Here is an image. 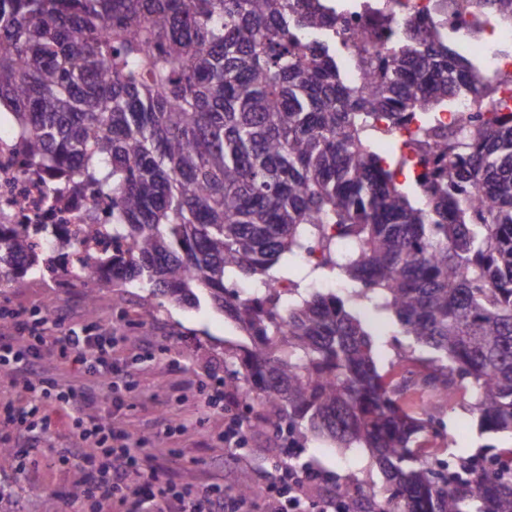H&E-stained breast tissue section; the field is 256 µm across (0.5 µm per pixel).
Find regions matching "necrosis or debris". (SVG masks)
Returning <instances> with one entry per match:
<instances>
[{
    "mask_svg": "<svg viewBox=\"0 0 512 512\" xmlns=\"http://www.w3.org/2000/svg\"><path fill=\"white\" fill-rule=\"evenodd\" d=\"M345 15L352 39L337 44L346 77L359 75L357 46L365 44L370 52L382 50L380 38L386 25L424 16L442 19L443 34L461 56L478 61L496 82L498 111L512 113V82H502L503 74H512V28L503 26L494 15L458 11L456 0H349ZM414 117L398 132L402 161L399 181L421 185L428 171L417 152L415 142L423 124ZM110 201L89 190L71 191L40 165L24 154L13 134L8 115L0 116V223L69 224L72 246L60 255L59 275L70 277L75 270L95 273V261L101 245L87 239L78 227L95 223L110 212Z\"/></svg>",
    "mask_w": 512,
    "mask_h": 512,
    "instance_id": "necrosis-or-debris-1",
    "label": "necrosis or debris"
}]
</instances>
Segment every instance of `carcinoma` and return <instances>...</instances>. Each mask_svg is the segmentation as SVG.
Returning <instances> with one entry per match:
<instances>
[{
  "label": "carcinoma",
  "mask_w": 512,
  "mask_h": 512,
  "mask_svg": "<svg viewBox=\"0 0 512 512\" xmlns=\"http://www.w3.org/2000/svg\"><path fill=\"white\" fill-rule=\"evenodd\" d=\"M512 25V0H467ZM338 9L319 0H0V104L32 159L112 199L84 224L101 281L149 286L180 307L205 295L250 344L224 388L263 422L361 448L388 495L344 512H512V445L442 474L400 403L359 306L426 354L417 383L472 391L480 428L512 433V122L462 114L422 133L423 193L375 142L467 90L493 93L428 17L345 79ZM384 127H379V122ZM323 261L295 278L293 259ZM56 273L21 224H0V276ZM293 284L281 301L275 285ZM250 285L248 291L238 288Z\"/></svg>",
  "instance_id": "cac0c4a2"
}]
</instances>
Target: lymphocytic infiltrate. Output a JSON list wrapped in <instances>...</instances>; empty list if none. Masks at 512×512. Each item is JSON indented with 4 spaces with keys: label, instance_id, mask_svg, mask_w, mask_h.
Returning a JSON list of instances; mask_svg holds the SVG:
<instances>
[{
    "label": "lymphocytic infiltrate",
    "instance_id": "obj_1",
    "mask_svg": "<svg viewBox=\"0 0 512 512\" xmlns=\"http://www.w3.org/2000/svg\"><path fill=\"white\" fill-rule=\"evenodd\" d=\"M66 321L59 312L52 326L40 329L27 310L0 308V365L9 367L19 394L18 401L0 402V445L10 448L13 464L29 459L20 439L42 407L77 405L90 411L73 422V445L58 456L79 473L78 498L65 500V512L77 502L91 503L92 512H256L260 506L265 512H301L304 488L316 473L268 474L255 501L218 483H177L175 474L184 466L180 454L144 464L138 430L114 423L134 386L115 356L119 336L109 327L75 329ZM49 356L57 365L75 367V379L60 384L44 367Z\"/></svg>",
    "mask_w": 512,
    "mask_h": 512
}]
</instances>
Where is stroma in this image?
Masks as SVG:
<instances>
[{"label":"stroma","instance_id":"35a3bbf8","mask_svg":"<svg viewBox=\"0 0 512 512\" xmlns=\"http://www.w3.org/2000/svg\"><path fill=\"white\" fill-rule=\"evenodd\" d=\"M28 309L36 317H49L52 311L66 312L74 328L88 325L111 327L124 336L117 354L134 364L136 386L132 406L117 422L135 427L143 421L172 409L186 429L168 442L158 443L147 436L143 452L151 462L162 461L169 452H177L189 464L179 472L183 482L199 483L221 478L237 486L242 473L254 481L277 469L280 463L315 469L325 476L320 486L311 488L305 502L306 512L321 497L330 495L360 496L365 486L375 487L378 496H386L387 485L368 454L358 448L343 452L317 439L288 437L286 433L260 425L258 407H247L237 395L228 393L224 404L215 409L200 403V389L212 388L226 375V357L235 352L246 337L236 326L209 304L197 308L173 305L153 297L146 288H123L118 284L99 283L95 300H88L83 283L61 277L42 279L35 275L0 279V307ZM365 318L375 333V354L382 374L392 381L401 380L409 364L406 360L413 342L399 335L393 320L385 313L369 309ZM179 359L170 368L168 359ZM413 410H428L436 422L426 441L440 457H478L489 447L512 444V437L481 431L476 415L466 403L430 402L422 392L410 391L400 398ZM236 413L247 415L248 438L244 448L229 455L218 439L224 429V417ZM47 422H36L34 456L39 469L0 470V483L11 491L0 500V512H59L63 498L69 496L78 479L74 470L53 465L60 449L71 443L70 409H49ZM358 475L360 484L350 481Z\"/></svg>","mask_w":512,"mask_h":512}]
</instances>
